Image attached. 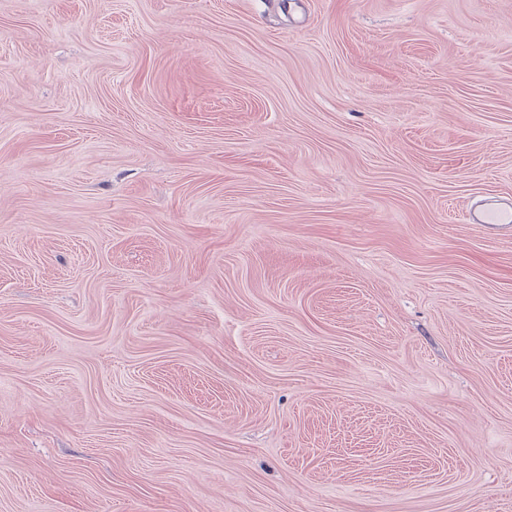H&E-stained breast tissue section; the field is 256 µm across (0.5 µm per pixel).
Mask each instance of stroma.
<instances>
[{
    "label": "stroma",
    "mask_w": 512,
    "mask_h": 512,
    "mask_svg": "<svg viewBox=\"0 0 512 512\" xmlns=\"http://www.w3.org/2000/svg\"><path fill=\"white\" fill-rule=\"evenodd\" d=\"M512 0H0V512H512ZM470 224H489V225H510L512 224V206L500 208L491 206L484 209L477 215L470 212Z\"/></svg>",
    "instance_id": "stroma-1"
}]
</instances>
